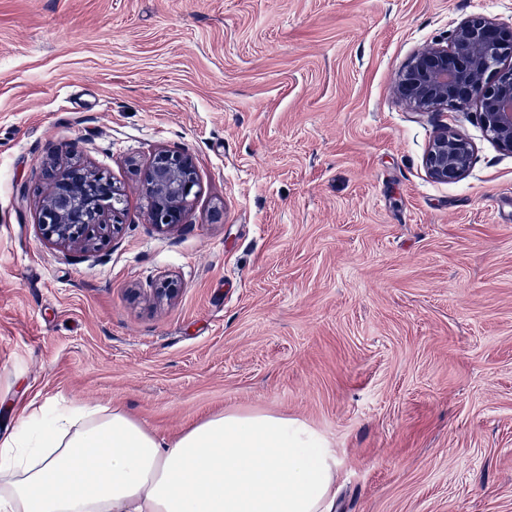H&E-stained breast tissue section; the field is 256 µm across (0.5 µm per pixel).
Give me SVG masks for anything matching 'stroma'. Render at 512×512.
Wrapping results in <instances>:
<instances>
[{"label":"stroma","mask_w":512,"mask_h":512,"mask_svg":"<svg viewBox=\"0 0 512 512\" xmlns=\"http://www.w3.org/2000/svg\"><path fill=\"white\" fill-rule=\"evenodd\" d=\"M473 14L512 0H0V436L48 401L166 437L269 409L335 448L338 512H512V155L392 94ZM72 146L125 191L87 254L37 227ZM159 150L198 180L167 232L129 165ZM474 149L471 143L442 128L430 144L424 164L428 175L435 181L455 182L461 180L470 169Z\"/></svg>","instance_id":"1"}]
</instances>
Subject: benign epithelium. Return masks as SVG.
I'll return each instance as SVG.
<instances>
[{"label":"benign epithelium","mask_w":512,"mask_h":512,"mask_svg":"<svg viewBox=\"0 0 512 512\" xmlns=\"http://www.w3.org/2000/svg\"><path fill=\"white\" fill-rule=\"evenodd\" d=\"M398 103L413 111L478 109L488 138L512 153V27L483 15H471L451 31L446 44L434 43L410 58L393 89ZM474 149L457 133L442 128L430 144L424 164L435 181L461 180ZM147 201V219L160 231L187 223L197 180L189 156L165 150L142 166L131 161ZM47 191L38 211L43 238L63 249L93 252L123 230L125 192L104 172L77 158L51 160L45 169ZM179 288L164 277L153 289L159 301H171Z\"/></svg>","instance_id":"7a95c632"}]
</instances>
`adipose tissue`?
Here are the masks:
<instances>
[{
  "label": "adipose tissue",
  "instance_id": "ef3b65f1",
  "mask_svg": "<svg viewBox=\"0 0 512 512\" xmlns=\"http://www.w3.org/2000/svg\"><path fill=\"white\" fill-rule=\"evenodd\" d=\"M335 449L270 410L174 438L124 409L27 406L0 438V512H335Z\"/></svg>",
  "mask_w": 512,
  "mask_h": 512
}]
</instances>
